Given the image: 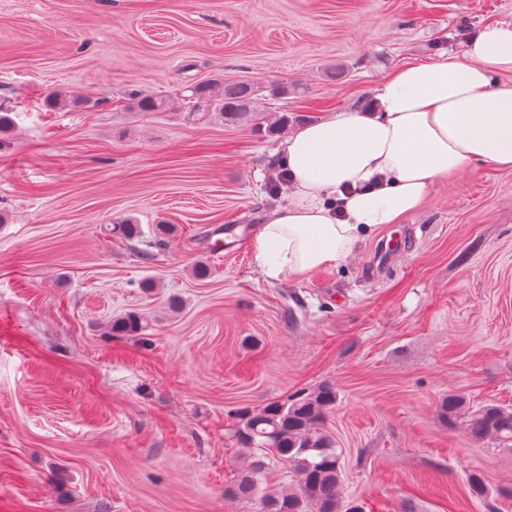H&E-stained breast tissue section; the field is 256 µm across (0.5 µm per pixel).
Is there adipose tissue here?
<instances>
[{"label":"adipose tissue","instance_id":"obj_1","mask_svg":"<svg viewBox=\"0 0 512 512\" xmlns=\"http://www.w3.org/2000/svg\"><path fill=\"white\" fill-rule=\"evenodd\" d=\"M512 23L474 32L463 54L408 63L385 76L370 108L325 115L278 153L289 202L269 212L256 259L273 278L304 277L354 256L399 223L430 185L475 162L512 169Z\"/></svg>","mask_w":512,"mask_h":512}]
</instances>
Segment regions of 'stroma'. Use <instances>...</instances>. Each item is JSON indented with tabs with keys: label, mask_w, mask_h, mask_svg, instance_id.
I'll return each instance as SVG.
<instances>
[{
	"label": "stroma",
	"mask_w": 512,
	"mask_h": 512,
	"mask_svg": "<svg viewBox=\"0 0 512 512\" xmlns=\"http://www.w3.org/2000/svg\"><path fill=\"white\" fill-rule=\"evenodd\" d=\"M490 21L512 0H0V512H260L230 494L239 411L326 382L343 502L512 512V454L439 416L451 392L512 405V170L433 183L375 279L373 237L299 279L253 247L287 131ZM212 76L305 93L262 101L284 132L129 107ZM58 89L80 103L47 109ZM129 312L142 334H112Z\"/></svg>",
	"instance_id": "stroma-1"
}]
</instances>
